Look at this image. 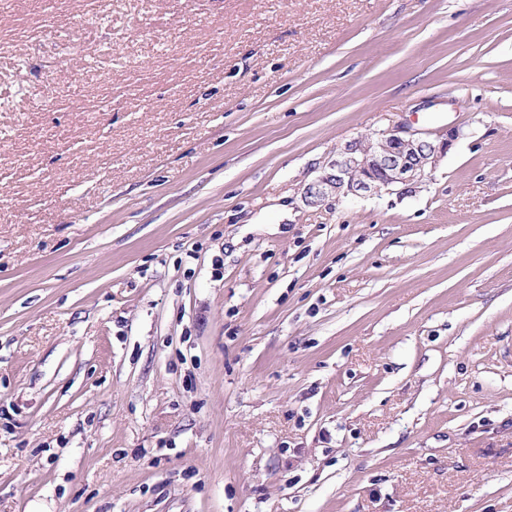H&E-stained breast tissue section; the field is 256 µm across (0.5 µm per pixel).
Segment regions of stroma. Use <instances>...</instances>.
<instances>
[{"label": "stroma", "mask_w": 512, "mask_h": 512, "mask_svg": "<svg viewBox=\"0 0 512 512\" xmlns=\"http://www.w3.org/2000/svg\"><path fill=\"white\" fill-rule=\"evenodd\" d=\"M0 512H512V0H0ZM447 135L431 139L429 133L401 124L350 141L304 188L303 198L308 206L317 207L331 196L402 193L435 169L458 133L448 130Z\"/></svg>", "instance_id": "obj_1"}]
</instances>
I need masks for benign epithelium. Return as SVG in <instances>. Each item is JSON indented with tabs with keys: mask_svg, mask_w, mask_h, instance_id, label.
Here are the masks:
<instances>
[{
	"mask_svg": "<svg viewBox=\"0 0 512 512\" xmlns=\"http://www.w3.org/2000/svg\"><path fill=\"white\" fill-rule=\"evenodd\" d=\"M457 136L450 130L448 137L432 139L427 132L401 124L350 141L304 188L303 198L317 207L331 196L401 193L430 175Z\"/></svg>",
	"mask_w": 512,
	"mask_h": 512,
	"instance_id": "1",
	"label": "benign epithelium"
}]
</instances>
